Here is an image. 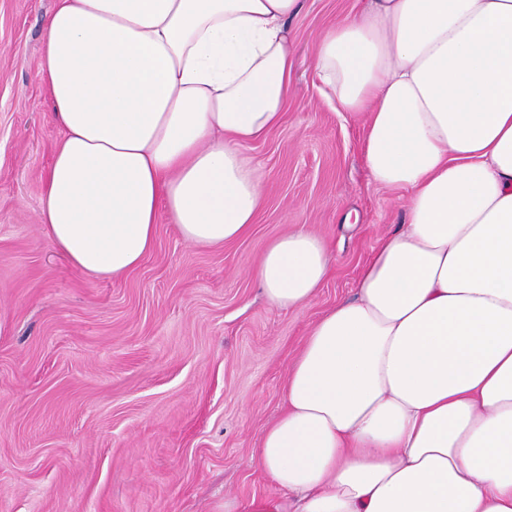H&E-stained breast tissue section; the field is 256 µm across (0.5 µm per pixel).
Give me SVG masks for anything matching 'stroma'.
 I'll list each match as a JSON object with an SVG mask.
<instances>
[{
    "label": "stroma",
    "instance_id": "stroma-1",
    "mask_svg": "<svg viewBox=\"0 0 512 512\" xmlns=\"http://www.w3.org/2000/svg\"><path fill=\"white\" fill-rule=\"evenodd\" d=\"M356 0H305L289 21L284 119L248 155L265 175L250 232L221 248L160 221L123 277L71 267L40 222L61 130L37 77L56 0H0V512H224L274 488L256 462L311 324L353 296L406 191L371 180L363 117L315 74L318 36ZM307 230L331 273L298 310L270 307L252 270Z\"/></svg>",
    "mask_w": 512,
    "mask_h": 512
}]
</instances>
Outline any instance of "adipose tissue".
Returning a JSON list of instances; mask_svg holds the SVG:
<instances>
[{
	"instance_id": "obj_1",
	"label": "adipose tissue",
	"mask_w": 512,
	"mask_h": 512,
	"mask_svg": "<svg viewBox=\"0 0 512 512\" xmlns=\"http://www.w3.org/2000/svg\"><path fill=\"white\" fill-rule=\"evenodd\" d=\"M303 0H58L37 75L63 130L41 209L93 278L136 268L160 214L219 247L263 197L246 147L283 120ZM317 75L366 116L372 181L409 193L310 327L257 461L272 495L224 512H512V0H366ZM323 239L270 241L267 303L306 307Z\"/></svg>"
}]
</instances>
